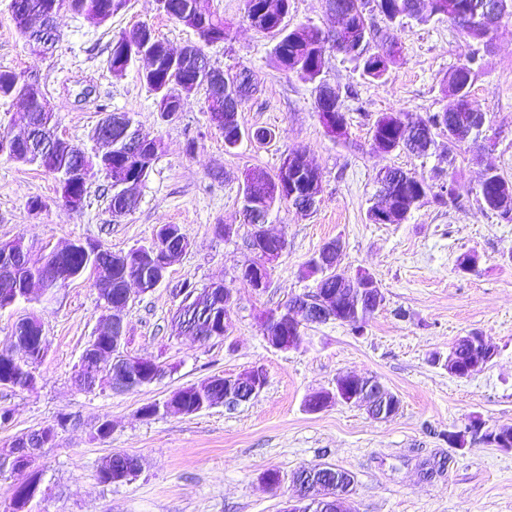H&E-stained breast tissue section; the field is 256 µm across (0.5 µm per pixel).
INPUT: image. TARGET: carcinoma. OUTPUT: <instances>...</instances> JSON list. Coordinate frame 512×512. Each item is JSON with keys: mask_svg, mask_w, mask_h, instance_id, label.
<instances>
[{"mask_svg": "<svg viewBox=\"0 0 512 512\" xmlns=\"http://www.w3.org/2000/svg\"><path fill=\"white\" fill-rule=\"evenodd\" d=\"M59 1L66 9L85 16L87 19L104 24L124 9L129 0H11L13 24L29 46L45 54L53 50L58 42L55 18L60 9L53 7ZM282 3L283 13L265 10L267 0H243L244 17L252 27L270 36L274 41L275 63L284 71L314 85L319 93L327 85L323 76L324 55L332 48L355 60L362 67L363 74L372 80H380L389 65L400 53L401 46L396 31L406 19L427 21L430 16H443L467 37L478 42H489L497 28L492 22L512 19V0H430L429 14L421 12V0H325L328 12L336 15V28L324 30L312 24L291 27L286 22L290 0ZM378 11L386 21V27L372 26L366 17V6ZM161 10L171 19L191 29L197 35V42L184 47L177 59L169 58L171 48L156 36L154 30L141 23L121 32L112 39L109 67L113 72L127 71L136 62V57L125 53V46L134 42L143 52L152 54L157 61L153 76H143L154 93L158 112L173 115L183 110L187 100L183 89L195 88L193 95L203 94L204 109L222 110L225 115L224 146L227 151L236 149L239 141L254 134H271L268 129L251 130L239 121V111L256 91L253 72L242 67L227 72V88L224 96L212 98L208 95L210 72L205 47L222 43L228 26L224 18L215 13H203L197 9L196 0H165ZM476 53L465 56L464 64L458 65L445 78L446 96L441 109L418 123L406 120L401 111L382 113L372 126V141H386L391 152L407 151L425 156L435 144L440 132H448V147L470 141L474 144L485 139L483 135L485 116L474 109L470 102L471 87L478 74L480 64ZM21 99L25 110L18 114L17 122L26 134L13 137V146L8 156L18 162L35 164L51 174L58 182L79 169H97L110 180L112 191L110 209L115 217L123 216L113 203L129 177L143 183L152 170V165L162 148L159 139L149 147H143L136 154L127 151L130 140L139 137L134 120L129 112H110L96 130H109L112 141V162L101 165L97 156L91 155L74 144L61 146L57 129L59 116L48 105L42 91H33L25 77L12 70H0V100ZM320 178L317 169L310 166L303 157L288 155L275 174L267 175L250 172L242 185V212L249 224L257 228L270 223L273 213L284 207L308 211L315 205L307 184ZM379 201L368 210V218L375 221L376 212L396 208L407 217L411 211L427 199L444 203V195L433 190V186L415 178L396 167H386L377 174ZM512 181L497 170L479 183L476 195L483 207L500 220L512 223ZM101 256L108 262V274L97 279L95 286L100 299L110 304L125 306L128 284L137 282L142 291L156 286L162 266L155 260L153 251L158 249L157 240L127 252L114 253L97 245ZM9 253L11 263L0 264V310L10 307L12 298L21 292L24 283L37 279L48 288H56L55 273L63 266L81 268L91 273L94 260L81 251L59 257L47 254L39 264L21 261L25 253L22 240L0 243V256ZM305 272L317 277V287L334 288L346 299L357 290V285L337 279L336 272L324 271L311 257L305 263ZM183 299L172 318L173 329L182 334L210 336L215 326L229 315L230 306L224 303V287L211 285L200 290L187 286L180 289ZM47 350V340L42 326L35 316L20 320L13 331V349L0 352V385L29 388L35 383L34 369ZM179 401L183 413L195 414L224 403V395L212 389L207 381L184 387L173 394ZM135 457L125 453L111 455L99 469V481L112 484L110 475L132 468ZM307 476L314 481H329L335 478L336 469L330 466L314 465L305 467L298 477ZM44 491L35 492L27 486L15 487L12 512H36Z\"/></svg>", "mask_w": 512, "mask_h": 512, "instance_id": "cac0c4a2", "label": "carcinoma"}]
</instances>
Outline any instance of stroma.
<instances>
[{"label": "stroma", "mask_w": 512, "mask_h": 512, "mask_svg": "<svg viewBox=\"0 0 512 512\" xmlns=\"http://www.w3.org/2000/svg\"><path fill=\"white\" fill-rule=\"evenodd\" d=\"M9 5L0 0V67L39 85L59 115L61 138L94 149V129L105 113L130 112L141 135L161 139L163 149L138 188L136 209L120 218L108 208L103 173L91 177L84 207L71 211L59 205L52 175L0 155V242L22 239L38 261L72 241L125 252L151 243L162 224L180 226L191 241L158 286L145 293L130 287L124 349L164 369L136 390H88L77 381L81 355L105 313L92 278L0 312V351L11 348L18 320L32 314L48 344L34 387H0V408L12 412L0 424V449L67 418L34 462L48 488L44 512H280L295 494L297 471L314 464L353 475L352 512H512V452L479 442L460 449L446 438L473 415L490 428L512 427V223L483 210L474 194L486 168L512 181V22L501 23L484 45L444 18L409 21L398 33L401 53L379 82L363 76L355 61L327 52L324 76L339 90L348 122L347 137L339 139L318 118L313 85L277 68L270 38L243 18V0H197L198 9L231 25L225 41L208 48L211 63L226 71L248 67L260 81L239 114L241 124L275 133L268 145L245 141L228 152L199 102L161 119L142 80L144 62L121 77L109 69L113 36L137 23L175 51L195 41L192 30L158 11L156 0H129L101 26L61 11L60 40L46 55L29 51ZM472 52L482 68L471 102L486 116L489 149L469 142L452 147L441 134L424 157L378 151L370 134L377 117L399 110L417 121L439 111L444 77ZM289 154L320 172L321 192L311 212L288 208L268 224L288 247L258 293L240 276L253 258L241 215L244 174H274ZM389 166L436 187L455 185L458 197L426 202L400 224L372 223L367 211L376 174ZM34 198L43 210L30 209ZM221 224L232 226V234L219 233ZM333 240L342 246L339 274L368 271L384 295L382 306L362 334L331 320L308 326L302 349L271 348L261 314L314 290L316 280L303 267ZM470 252L478 254V266L459 271L458 257ZM187 282L198 288L220 282L233 295L227 336L202 341L172 332ZM472 331L486 337L496 356L458 379L432 357L447 355ZM254 367L264 370L266 385L250 401L188 415L140 414L182 387ZM342 373L376 377L397 394L399 411L386 420L345 403L308 412V395L333 388ZM105 420L112 431L102 438L96 430ZM117 452L138 457L140 471L103 485L99 469ZM269 469L281 477L273 490L261 481Z\"/></svg>", "instance_id": "obj_1"}]
</instances>
